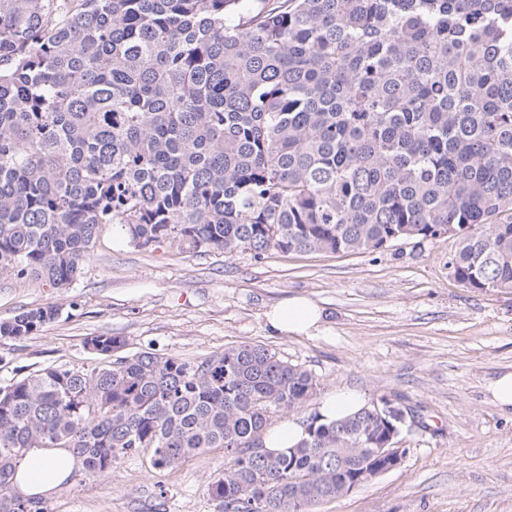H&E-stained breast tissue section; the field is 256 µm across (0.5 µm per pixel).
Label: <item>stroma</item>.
Masks as SVG:
<instances>
[{
  "instance_id": "obj_1",
  "label": "stroma",
  "mask_w": 512,
  "mask_h": 512,
  "mask_svg": "<svg viewBox=\"0 0 512 512\" xmlns=\"http://www.w3.org/2000/svg\"><path fill=\"white\" fill-rule=\"evenodd\" d=\"M454 237L402 240L371 254L187 253L139 248L102 225L79 279L65 289L0 277V320L39 307L58 316L22 341L0 339V385L46 367L90 369L98 335L200 361L242 342L302 366L317 393L393 399L417 422L396 439L399 466L314 512H512V412L487 384L512 370V292L474 291L450 275ZM304 295L323 308L317 333L272 331L270 305ZM224 451L172 469L149 454L112 473L76 476L50 512H218L209 492Z\"/></svg>"
}]
</instances>
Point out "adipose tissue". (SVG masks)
Returning <instances> with one entry per match:
<instances>
[{"mask_svg":"<svg viewBox=\"0 0 512 512\" xmlns=\"http://www.w3.org/2000/svg\"><path fill=\"white\" fill-rule=\"evenodd\" d=\"M272 329L283 333L311 336L321 327L323 313L303 296H292L272 306L265 314ZM79 466L66 448H35L18 463L13 482L24 496H47L59 488Z\"/></svg>","mask_w":512,"mask_h":512,"instance_id":"ef3b65f1","label":"adipose tissue"}]
</instances>
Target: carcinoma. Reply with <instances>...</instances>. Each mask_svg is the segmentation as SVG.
I'll return each mask as SVG.
<instances>
[{
    "label": "carcinoma",
    "instance_id": "obj_1",
    "mask_svg": "<svg viewBox=\"0 0 512 512\" xmlns=\"http://www.w3.org/2000/svg\"><path fill=\"white\" fill-rule=\"evenodd\" d=\"M101 224L257 259L445 228L459 285L512 290V0H0V276L70 287ZM87 346L102 365L0 386V512H48L12 485L32 448L71 449L86 477L222 448L219 512H311L404 428L371 403L254 448L311 372L250 342L196 363Z\"/></svg>",
    "mask_w": 512,
    "mask_h": 512
}]
</instances>
